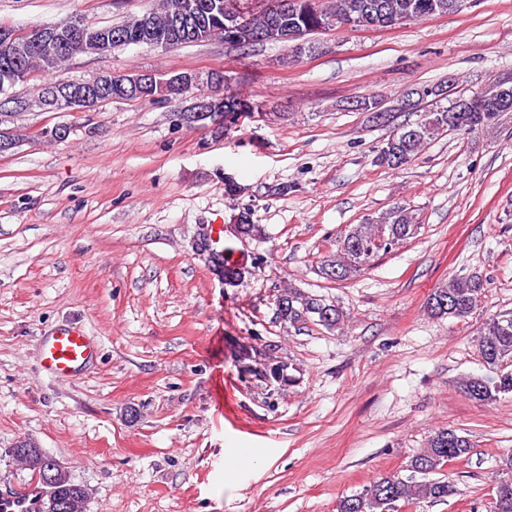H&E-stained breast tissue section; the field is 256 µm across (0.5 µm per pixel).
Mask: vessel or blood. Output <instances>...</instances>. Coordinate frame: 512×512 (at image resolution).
<instances>
[{
    "label": "vessel or blood",
    "instance_id": "vessel-or-blood-1",
    "mask_svg": "<svg viewBox=\"0 0 512 512\" xmlns=\"http://www.w3.org/2000/svg\"><path fill=\"white\" fill-rule=\"evenodd\" d=\"M93 344L77 326L61 328L47 336L42 344L41 365L55 379L75 377L89 362ZM42 491L31 484L0 496V512H36Z\"/></svg>",
    "mask_w": 512,
    "mask_h": 512
}]
</instances>
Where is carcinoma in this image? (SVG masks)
<instances>
[{"mask_svg":"<svg viewBox=\"0 0 512 512\" xmlns=\"http://www.w3.org/2000/svg\"><path fill=\"white\" fill-rule=\"evenodd\" d=\"M225 0H163L162 7L150 10L146 15L154 23V38L162 40L168 32L170 18L186 9L194 10L205 20L203 27L187 40V43H202L212 39H226L224 25L226 13H210L211 5L223 4ZM452 0H280V14L263 10L253 11L248 16L246 28L239 33L237 47H249L264 42H294L290 34L299 30L302 37L317 32L345 27L359 17L366 19L382 13L383 27L402 26L423 20L431 16H443L455 13L450 7ZM139 26V19L132 17L116 26L87 24L94 33L107 32L119 37L112 41V48L127 45L123 37ZM66 61L62 53L53 46L33 54L27 61L28 72L35 70L47 75L56 74L61 63ZM442 100L428 104V110L413 123L398 126L377 149L376 163L380 166L398 168L415 157L421 149L437 136L455 131L461 135H470L478 131L495 128L501 118L507 114L499 104L502 91L511 90L512 81L505 85L489 84L484 92L483 105L476 112H452L449 104L468 101L470 96L460 94L447 99V89L439 84ZM210 98L224 100V119H232L237 109L251 103L228 90V84L207 87ZM419 228L417 216L409 207L396 205L375 219L364 224L354 225L336 239V253L328 256L321 266L325 278L342 282L350 276L372 266L382 254L389 253L397 246L414 237ZM484 283L478 276L453 278L432 289L426 302L427 310L435 317L467 318L475 314L481 304ZM276 318L291 326L308 322L327 329L339 327L344 320L343 310L326 301L320 295L302 292L288 287L277 295ZM480 357L488 368L485 375H471L460 381L459 387L469 398L478 402H493L501 396L512 394V370L502 369L505 361L512 360V318L492 317L487 319L478 337ZM286 364L267 362L261 367L245 366V371L269 385H282L289 381L285 374ZM472 445L465 437L453 429L436 431L429 439L425 450L410 463L413 472L427 476L436 473L445 463L460 459L471 452ZM25 463L36 474L48 472L53 475L49 482L38 478L43 496L38 512H48L50 501H55L53 512H83L88 493L86 489L71 481L70 476L52 458L38 448L28 454ZM456 489L446 480L429 479L421 482L406 481L399 476L384 475L361 492L341 498L337 512H393L396 503L413 498H426L444 501L454 495ZM494 512H512V481L499 482L495 491Z\"/></svg>","mask_w":512,"mask_h":512,"instance_id":"obj_1","label":"carcinoma"}]
</instances>
